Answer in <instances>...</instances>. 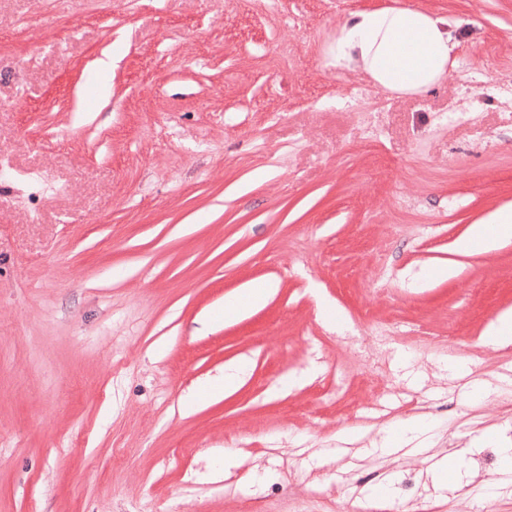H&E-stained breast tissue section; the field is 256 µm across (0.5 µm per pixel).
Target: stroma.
I'll use <instances>...</instances> for the list:
<instances>
[{"label":"stroma","mask_w":512,"mask_h":512,"mask_svg":"<svg viewBox=\"0 0 512 512\" xmlns=\"http://www.w3.org/2000/svg\"><path fill=\"white\" fill-rule=\"evenodd\" d=\"M510 87L512 0H0V512H512ZM458 45L445 18L411 8L359 10L336 37L333 60L384 88L418 93L445 76ZM270 285L253 287L244 295V301L226 302L224 305V313L239 315L245 311L247 307L255 306L262 303L268 292Z\"/></svg>","instance_id":"obj_1"}]
</instances>
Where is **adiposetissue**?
Wrapping results in <instances>:
<instances>
[{
  "mask_svg": "<svg viewBox=\"0 0 512 512\" xmlns=\"http://www.w3.org/2000/svg\"><path fill=\"white\" fill-rule=\"evenodd\" d=\"M457 47L445 18L411 8L359 10L342 26L333 59L384 88L418 93L445 76Z\"/></svg>",
  "mask_w": 512,
  "mask_h": 512,
  "instance_id": "1",
  "label": "adipose tissue"
}]
</instances>
